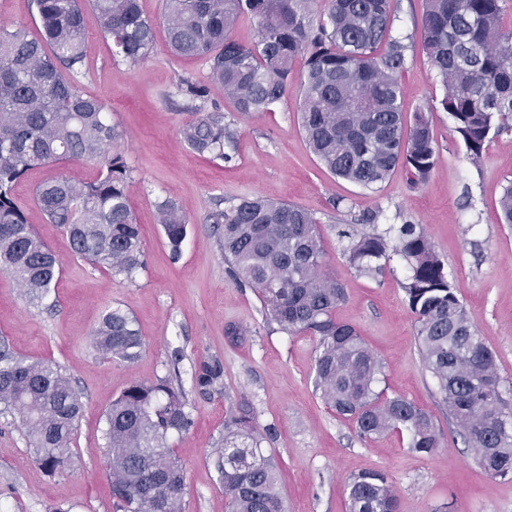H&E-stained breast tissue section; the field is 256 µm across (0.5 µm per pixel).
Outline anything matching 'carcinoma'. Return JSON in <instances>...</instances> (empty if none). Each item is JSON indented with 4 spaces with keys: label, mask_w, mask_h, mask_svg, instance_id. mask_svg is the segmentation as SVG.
<instances>
[{
    "label": "carcinoma",
    "mask_w": 512,
    "mask_h": 512,
    "mask_svg": "<svg viewBox=\"0 0 512 512\" xmlns=\"http://www.w3.org/2000/svg\"><path fill=\"white\" fill-rule=\"evenodd\" d=\"M42 27L32 38L21 26L0 24V272L10 275L30 302H40L60 274L53 251L36 235L15 198L30 170L71 160L98 165L81 184L63 177L35 188V202L51 224L65 228L72 253L113 275L133 280L145 265L140 225L129 207L131 170L112 151L120 137L101 100L85 97L76 78L85 69L83 0H33ZM505 0H424L420 46L443 86L444 109L478 162L487 142L512 133V27L501 24ZM113 56L129 65L150 57L154 24L139 0H88ZM394 0H164L166 40L181 58L207 60L212 78L243 113L266 111L300 77L299 126L313 154L333 175L376 189L402 167L415 184L427 182L438 158L429 118L421 109L405 119L400 74L409 45L392 34ZM258 37L243 45L230 37L242 20ZM189 104L206 86L183 79ZM199 155L224 157L232 142L221 112H198L182 128ZM512 224V182L499 199ZM166 246L179 258L188 224L176 206L156 204ZM223 225L224 256L236 283L259 294L265 316L294 336L316 339L315 387L340 416L353 419L364 441L388 432L408 436L409 448L429 455L442 445L431 415L407 397L377 390L382 363L357 329L336 318L343 286L324 273L318 219L284 201L248 198L209 216ZM338 236L358 271L372 273L389 252L408 265L403 284L415 315L424 363L437 380L448 415L480 467L512 479V428L493 353L473 326L445 265L424 231L402 224L394 238L346 224ZM95 350L131 363L144 342L136 320L110 307L92 333ZM194 391L224 389V361L195 365ZM80 393L60 366L32 361L0 346V409L15 411L28 451L54 475L71 466ZM109 478L116 512H182L185 474L170 448L173 434L192 423L185 394L168 377L135 381L105 413ZM245 413L224 419L217 466L228 512H286L273 453ZM349 512H399L393 485L379 471L350 476Z\"/></svg>",
    "instance_id": "obj_1"
}]
</instances>
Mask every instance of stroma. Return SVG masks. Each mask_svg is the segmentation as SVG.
<instances>
[{
  "mask_svg": "<svg viewBox=\"0 0 512 512\" xmlns=\"http://www.w3.org/2000/svg\"><path fill=\"white\" fill-rule=\"evenodd\" d=\"M156 25V47L137 66L113 58L92 9L84 11L86 69L78 86L100 99L120 137L115 144L132 171L129 205L141 227L146 264L134 281L74 257L63 228L48 223L33 200L35 187L61 174L82 183L97 172L76 160L31 171L15 188L28 222L53 250L60 275L42 305L30 304L16 281L0 273V339L30 359L61 367L80 392L83 412L75 433L74 463L47 475L32 459L17 414L0 412V512H116L107 471L104 413L134 381L177 375L193 415L190 429L170 443L186 475L184 512H227L215 467L228 410L244 409L280 467L288 512H348L352 474H386L400 512H512V481L488 475L475 461L448 415L436 379L421 358L414 316L402 284L405 261L391 256L381 272L352 266L336 235L340 224L374 216L377 232L405 222L419 225L442 258L473 324L494 353L512 426V225L502 223L499 198L512 181V134L486 143L479 162L441 104L444 89L419 45L423 0H397L394 36L411 49L400 76L407 112L424 110L438 161L429 180L413 185L405 170L376 189L330 174L310 151L298 125L296 92L265 112L236 110L200 59L167 50L163 0H140ZM205 84L206 111H220L233 135L226 158L192 152L181 136L190 120L177 94L180 79ZM286 201L320 221L326 271L346 298L336 317L353 325L383 363L382 386L422 405L443 445L413 453L390 432L360 439L352 420L338 416L314 387L316 341L291 336L266 319L258 293L236 284L224 260L216 207L250 197ZM168 199L188 222L179 260H171L155 204ZM132 313L144 341L132 363L102 358L91 334L104 312ZM224 362V390L208 398L192 387L200 357Z\"/></svg>",
  "mask_w": 512,
  "mask_h": 512,
  "instance_id": "stroma-1",
  "label": "stroma"
}]
</instances>
